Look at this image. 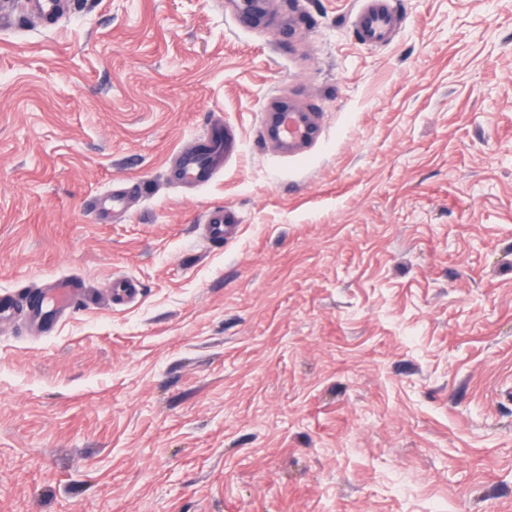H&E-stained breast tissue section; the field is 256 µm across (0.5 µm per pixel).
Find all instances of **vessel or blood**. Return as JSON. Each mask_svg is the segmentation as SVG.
I'll use <instances>...</instances> for the list:
<instances>
[{"label": "vessel or blood", "instance_id": "vessel-or-blood-1", "mask_svg": "<svg viewBox=\"0 0 512 512\" xmlns=\"http://www.w3.org/2000/svg\"><path fill=\"white\" fill-rule=\"evenodd\" d=\"M359 2L355 27L362 43L377 46L389 42L402 24L391 0ZM66 10V0H29L28 3L29 14L46 25L55 24ZM280 120V142L292 147L305 144L311 127L302 120L300 111L288 110ZM231 148L223 126H215L204 141L179 155L168 171V178L174 183L206 184L223 166L224 156ZM203 229L207 240L218 247L238 232L234 214L220 207L207 213ZM83 296L84 290L78 281L53 279L40 293L25 295L18 301L0 299V324L22 315L35 326L50 330L62 312L81 304Z\"/></svg>", "mask_w": 512, "mask_h": 512}]
</instances>
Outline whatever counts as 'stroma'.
Masks as SVG:
<instances>
[{"label": "stroma", "mask_w": 512, "mask_h": 512, "mask_svg": "<svg viewBox=\"0 0 512 512\" xmlns=\"http://www.w3.org/2000/svg\"><path fill=\"white\" fill-rule=\"evenodd\" d=\"M391 2L374 47L355 0L0 19V296L91 293L0 329V512H512V0ZM210 123L223 169L168 183ZM355 27L363 44L377 46L389 42L399 30L402 19L390 0H359ZM284 111L288 112H285L280 116L281 125L279 141L285 145H289L290 147L306 144L308 142L306 139L311 133V127L307 118L306 121H303L301 116L304 114L292 108L288 109L284 107L282 112ZM235 223L236 218L232 212L224 211V207H217L207 213L202 226L207 240L217 247H223L224 240L237 234L239 224ZM82 284L67 278L51 280L38 294H26L20 301L0 299V325L24 315L35 326L50 331L57 317L78 307L85 294Z\"/></svg>", "instance_id": "obj_1"}]
</instances>
